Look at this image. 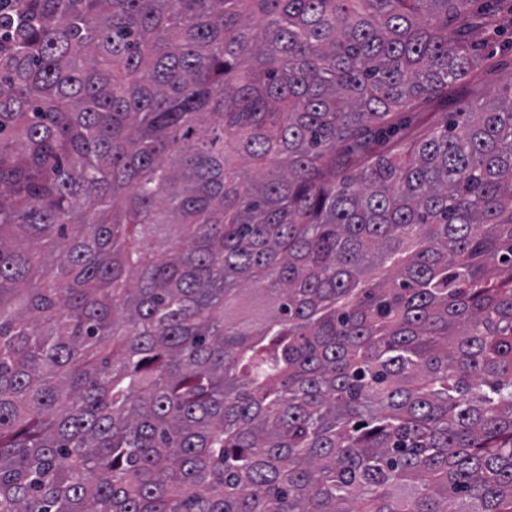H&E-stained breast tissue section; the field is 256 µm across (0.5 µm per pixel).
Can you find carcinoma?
Here are the masks:
<instances>
[{"mask_svg": "<svg viewBox=\"0 0 512 512\" xmlns=\"http://www.w3.org/2000/svg\"><path fill=\"white\" fill-rule=\"evenodd\" d=\"M15 2L0 512H512L498 0ZM471 43L475 44L478 53L493 58L492 65L479 71L465 83L452 86L448 89V102L433 101L415 107L410 116L421 112L408 126L406 135L416 136L426 124H436L448 121L453 112H458L470 102H489L499 97L503 91L510 87L512 82V27L500 26L494 31L476 32L471 36Z\"/></svg>", "mask_w": 512, "mask_h": 512, "instance_id": "1", "label": "carcinoma"}]
</instances>
